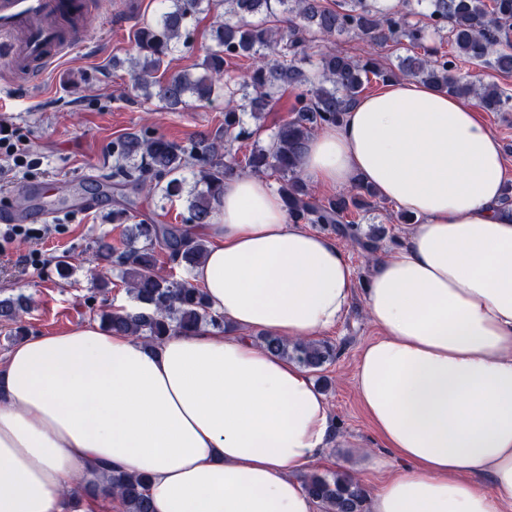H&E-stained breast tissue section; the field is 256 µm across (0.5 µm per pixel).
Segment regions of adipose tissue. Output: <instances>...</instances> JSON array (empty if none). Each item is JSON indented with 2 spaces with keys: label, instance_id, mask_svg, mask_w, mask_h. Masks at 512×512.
I'll use <instances>...</instances> for the list:
<instances>
[{
  "label": "adipose tissue",
  "instance_id": "1",
  "mask_svg": "<svg viewBox=\"0 0 512 512\" xmlns=\"http://www.w3.org/2000/svg\"><path fill=\"white\" fill-rule=\"evenodd\" d=\"M304 175L363 181L413 215L364 293L379 337L357 397L404 467L369 512H504L512 504V203L501 141L472 102L408 78L310 138ZM191 271L224 331L147 343L98 322L19 341L0 366V512H105L109 470L145 477L155 512H316L301 476L336 436L308 372L254 343L339 324L343 248L289 223L264 177L224 183ZM390 457V458H391ZM99 485L72 498L74 473Z\"/></svg>",
  "mask_w": 512,
  "mask_h": 512
}]
</instances>
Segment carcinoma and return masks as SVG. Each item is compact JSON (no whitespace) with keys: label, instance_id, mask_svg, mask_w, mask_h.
Masks as SVG:
<instances>
[{"label":"carcinoma","instance_id":"cac0c4a2","mask_svg":"<svg viewBox=\"0 0 512 512\" xmlns=\"http://www.w3.org/2000/svg\"><path fill=\"white\" fill-rule=\"evenodd\" d=\"M154 21L135 35V55L130 59L134 86L146 98H156L168 112L182 111L189 99L210 102L224 96V135L178 145L162 135L130 134L112 143L119 164L112 171L118 186H149L161 199L183 201L186 212L180 224H133L127 227L124 248L100 242L101 254L112 260L133 298L151 306L122 312H96L102 325L116 333L155 342L176 333H193L205 326L221 328L224 318L208 311L204 290L186 278L159 267V253L187 268L196 266L206 252L200 239L189 236L193 224L211 223L224 180L246 167L255 174L269 170L279 175L278 192L288 220L293 224H320L362 249L372 258L385 238L377 227L362 237L349 214L374 207L377 194L358 183L349 191L321 201L313 197L300 169L301 156L311 135L337 124L344 112L361 97L364 83L375 77L383 83L414 77L459 98L475 99L486 112H512V95L495 83L457 75L462 61L479 62L503 74L512 73V0H405L406 10L391 11L374 0H338L331 7L324 0H224V13L213 22L211 44L198 63L201 73L188 70L161 79L157 73L178 43L189 44L198 15L215 7L214 0H166ZM421 14L427 22L413 24ZM352 35L368 46L406 40L422 55H407L396 67H385L368 55L355 59L334 50L324 53L317 78L304 69L313 39ZM448 38L452 54L426 48L430 36ZM233 58L251 61L241 81H223ZM306 87L296 98L294 116L277 127L266 145L254 141L240 166L229 156L227 143L249 139L257 131L243 126L248 112L259 121L276 98L289 87ZM194 167V182L186 187L181 173ZM26 299L0 298V322L16 325L21 336ZM260 345L300 367L316 372L335 361L336 346L321 340L286 343L273 335L259 337ZM105 483L121 502L123 512H154L147 480L114 470ZM303 489L323 512H367L364 487L345 471L311 473Z\"/></svg>","mask_w":512,"mask_h":512}]
</instances>
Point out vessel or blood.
Listing matches in <instances>:
<instances>
[{"label": "vessel or blood", "instance_id": "obj_1", "mask_svg": "<svg viewBox=\"0 0 512 512\" xmlns=\"http://www.w3.org/2000/svg\"><path fill=\"white\" fill-rule=\"evenodd\" d=\"M81 0H0V50L19 83L33 84L75 48L58 24L78 20Z\"/></svg>", "mask_w": 512, "mask_h": 512}]
</instances>
